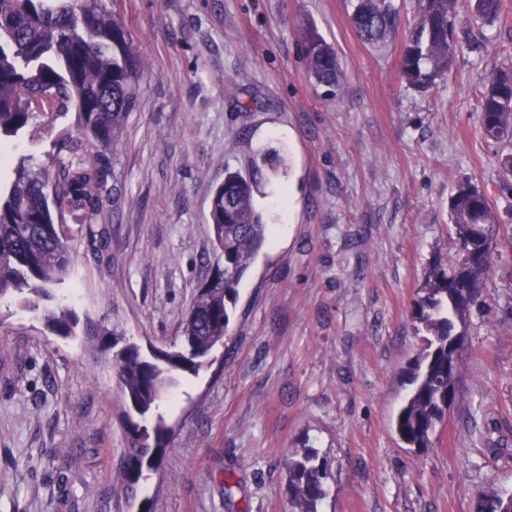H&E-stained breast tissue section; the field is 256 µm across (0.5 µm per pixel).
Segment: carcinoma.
<instances>
[{"label":"carcinoma","instance_id":"obj_1","mask_svg":"<svg viewBox=\"0 0 512 512\" xmlns=\"http://www.w3.org/2000/svg\"><path fill=\"white\" fill-rule=\"evenodd\" d=\"M475 16L500 19L502 0H471ZM350 22L359 38L384 43L398 31L394 0H350ZM415 24L405 35L402 76L414 88L437 86L457 52L454 20L458 0H418ZM305 58L319 84L338 87L343 69L336 50L317 34L304 35ZM143 59L126 24L106 0H0V142L21 137L33 119L52 125L74 114L71 130L60 132L65 155L34 167L22 158L0 178V298L47 288L67 278L72 259L66 219L85 227L97 253L107 248L104 202L117 206L121 191L109 185L111 172L101 158L122 140ZM486 137L512 141V70H493L480 103ZM269 153L255 161L252 177L229 173L209 204L215 249L220 253L208 278L196 289L186 314L181 345L148 360L135 346L116 361L123 401L134 405L138 420L126 416L129 446L121 471V490L136 498L147 473L162 466L168 429L159 403L178 372L198 371L202 359L224 344L237 285L261 247L266 232L252 203L253 187ZM450 224L459 249L450 261H433L414 302L412 318L423 326L424 346L403 371L409 391L395 418V432L416 452L433 446L437 426L456 400L461 355L448 348V336L465 331L471 307L493 268V257L512 237H500V224L485 194L461 184L448 199ZM484 225L490 238L484 253L470 259L476 243L473 227ZM43 320L52 332L69 336L78 325L67 309L46 308ZM292 512H318L330 476L326 457L306 448L287 458ZM489 512H512V494L480 495Z\"/></svg>","mask_w":512,"mask_h":512}]
</instances>
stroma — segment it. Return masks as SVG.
Segmentation results:
<instances>
[{
  "label": "stroma",
  "instance_id": "1",
  "mask_svg": "<svg viewBox=\"0 0 512 512\" xmlns=\"http://www.w3.org/2000/svg\"><path fill=\"white\" fill-rule=\"evenodd\" d=\"M145 59L116 156L124 188L95 255L67 227L73 265L52 288L74 336L48 330L23 298H0V512H291L283 468L310 446L332 476L319 512H474L512 493V248L470 314L459 399L434 445L407 448L393 419L401 371L421 347L412 318L433 259L458 242L448 196L488 197L512 233V145L484 137L479 100L493 67L512 68V0L500 22L460 0L458 52L436 88L401 75L402 40L364 43L348 0H117ZM336 50L344 79L316 83L302 34ZM33 120L18 154L45 162L60 128ZM264 171L253 205L266 239L238 285L224 344L176 376L160 411L162 467L134 499L115 478L128 446L113 355L84 322L124 343H178L215 261L208 206L229 172Z\"/></svg>",
  "mask_w": 512,
  "mask_h": 512
}]
</instances>
